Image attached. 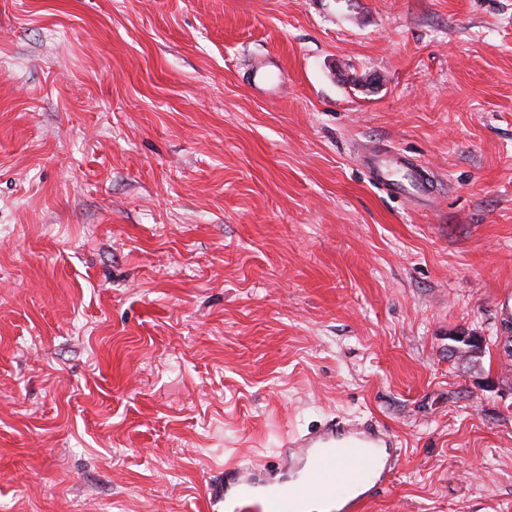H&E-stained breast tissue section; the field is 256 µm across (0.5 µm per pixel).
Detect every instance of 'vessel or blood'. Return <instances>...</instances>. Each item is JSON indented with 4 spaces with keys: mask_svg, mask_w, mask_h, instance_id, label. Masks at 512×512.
I'll list each match as a JSON object with an SVG mask.
<instances>
[{
    "mask_svg": "<svg viewBox=\"0 0 512 512\" xmlns=\"http://www.w3.org/2000/svg\"><path fill=\"white\" fill-rule=\"evenodd\" d=\"M401 157L373 152L367 161L376 180H384ZM287 476L257 463L224 467V490L234 493L232 512H307L316 501L323 512H368L391 482L401 455L399 445L375 422L330 420L307 432H291L282 441Z\"/></svg>",
    "mask_w": 512,
    "mask_h": 512,
    "instance_id": "obj_1",
    "label": "vessel or blood"
}]
</instances>
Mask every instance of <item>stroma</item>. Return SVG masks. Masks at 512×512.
I'll return each mask as SVG.
<instances>
[{"instance_id":"1","label":"stroma","mask_w":512,"mask_h":512,"mask_svg":"<svg viewBox=\"0 0 512 512\" xmlns=\"http://www.w3.org/2000/svg\"><path fill=\"white\" fill-rule=\"evenodd\" d=\"M510 310L512 0H0V512H224L334 417L369 512H512V365L448 356ZM367 164L373 178L390 186L386 182L385 171L393 166L407 165L409 163L401 157L389 154L387 151H375L368 157Z\"/></svg>"}]
</instances>
